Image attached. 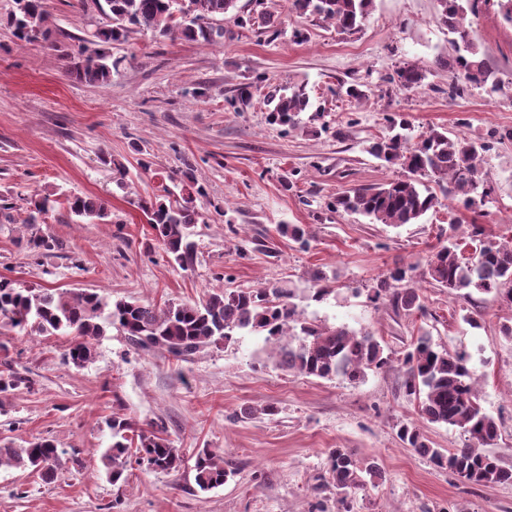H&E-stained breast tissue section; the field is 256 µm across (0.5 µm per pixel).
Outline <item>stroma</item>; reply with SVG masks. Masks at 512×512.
<instances>
[{
  "label": "stroma",
  "mask_w": 512,
  "mask_h": 512,
  "mask_svg": "<svg viewBox=\"0 0 512 512\" xmlns=\"http://www.w3.org/2000/svg\"><path fill=\"white\" fill-rule=\"evenodd\" d=\"M223 21L224 41L207 44L134 34L117 46L125 62L105 83L68 73L74 41L90 37L96 17L72 0H49L58 29L51 41L19 45L0 26V273L25 288L95 291L109 299L164 305L196 301L218 288L293 287L307 319L367 330L380 337L393 366L364 380L307 378L279 368L263 337L240 334L182 360L133 346L115 327L97 341V358L77 369L64 362L65 336L9 333L0 372H19L32 388L11 395L0 415V440L49 437L62 450L58 477L0 468V512H512V484L478 486L404 447L399 422H412L433 447H462L461 429L420 418L397 366L419 329L437 348L466 353L479 378L482 406L500 430L491 454L512 469V305L470 302L430 284L427 256L449 224L481 225L483 238L512 240V25L497 6L466 14L479 48L496 67L498 90L475 86L449 98L453 52L436 0H374L359 33L348 36L322 20L300 17L291 0H270L264 34L244 19L254 0H237ZM423 69L404 90L390 75L404 64ZM305 84L312 107L291 131L270 125L269 86ZM362 84L356 101L340 84ZM252 88L248 103L239 87ZM406 119L411 139L432 128L486 144L481 172L495 188L467 209L440 197L419 223H369L334 209L338 194L402 176L369 154L389 133L388 117ZM150 161L143 169L141 161ZM127 173L119 175L115 163ZM192 169L207 199L224 207L193 227L194 270L161 250L136 206L160 192L169 176ZM53 190L60 201L41 225L62 247L30 257L16 240L27 202ZM72 194L103 200L108 224L71 220ZM279 224H303L308 249L278 238ZM413 268L426 315L395 313L372 302L370 287L395 264ZM331 293L314 301L313 272ZM275 415L249 417L255 406ZM125 414L163 421L183 459L180 471L132 466L125 483L100 476L110 442L106 422ZM216 448L235 475L224 486L196 489L198 452ZM350 449L382 471L377 485L340 504L329 452Z\"/></svg>",
  "instance_id": "35a3bbf8"
}]
</instances>
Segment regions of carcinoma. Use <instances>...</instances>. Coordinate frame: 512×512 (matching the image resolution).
Masks as SVG:
<instances>
[{"mask_svg": "<svg viewBox=\"0 0 512 512\" xmlns=\"http://www.w3.org/2000/svg\"><path fill=\"white\" fill-rule=\"evenodd\" d=\"M97 6L103 25L91 40L78 39V61L69 70L75 79L93 84L107 81L119 71L125 57H115L112 47L125 43L134 31L175 40L216 43L224 39V27L215 25L217 16L234 14L237 0H78L82 10L89 2ZM373 0H292L300 15H314L329 21L343 34L361 30ZM476 0H437L442 21L448 27V43L454 53L448 97L463 95L472 86L491 85L499 80L490 60L482 53L472 31L465 25L464 13L475 8ZM14 39L31 43L51 32V13L45 0H15L13 10L0 19ZM94 48H89V45ZM425 79L422 69L407 64L395 70L389 81L403 89L419 85ZM268 122L295 128L299 115L308 111L310 98L305 86L286 91L273 90ZM486 145L477 144L461 134L448 135L430 129L413 145L395 134L383 137L371 146V153L388 164L407 172L378 186L348 190L336 197V208L360 213L374 224L401 226L416 224L438 204L437 196L424 184L430 178L444 184V191L463 206L474 203V196L489 197L492 188L481 177L479 158ZM180 193L159 199H139L137 207L154 231L166 254L184 271L194 270L196 251L189 240L192 225L205 220L198 201L206 198L203 186L191 170L182 172ZM70 213L77 218L106 222L107 207L97 199L82 196L66 198ZM57 199L46 193L31 202L23 220L28 251L48 254L60 243L39 233L36 225L45 223V215L54 210ZM277 234L305 249L310 234L301 224H279ZM483 229L472 225L466 236H449L450 242L429 255L424 277L429 283L461 295L468 301L473 294L490 295L512 302V243L486 242ZM410 268L394 267L376 287L369 299L389 296L397 311L411 316L426 314L418 287L409 275ZM109 325L117 326L128 341L144 350L160 348L177 359L228 341L236 332L264 337L273 346L276 362L290 373L321 379H342L356 383L367 372L391 364V356L377 336L369 331L356 332L345 326H327L304 319L293 302L289 288H224L200 301L170 302L159 306L152 301L116 300L112 303L96 292L68 289L18 288L0 275V351L8 350L1 339L5 332L36 336H70L66 350L68 365L84 368L97 357L96 341ZM405 392L414 397L418 412L426 421L457 427L466 435L461 448L448 452L433 448L411 423L397 432L400 442L428 457L437 467L446 468L464 480L478 484L512 482V469L504 468L486 447L498 439L494 418L482 410L475 387V370L466 354L434 348L430 332L417 336L403 354ZM31 381L16 371L0 373V412H6L9 396ZM111 443L101 456L107 477L116 484L126 480L132 464L151 471L177 472L182 466L178 449L167 436L162 421L143 428L131 418L112 415L108 423ZM331 473L336 496L343 505L351 493L382 479L380 468L369 463L362 467L345 448L330 452ZM61 452L53 441L35 438L22 448L12 441L0 440V467L7 466L36 473L45 480L57 477ZM234 475L226 467L224 453L202 449L194 464V482L201 491L224 485Z\"/></svg>", "mask_w": 512, "mask_h": 512, "instance_id": "obj_1", "label": "carcinoma"}]
</instances>
